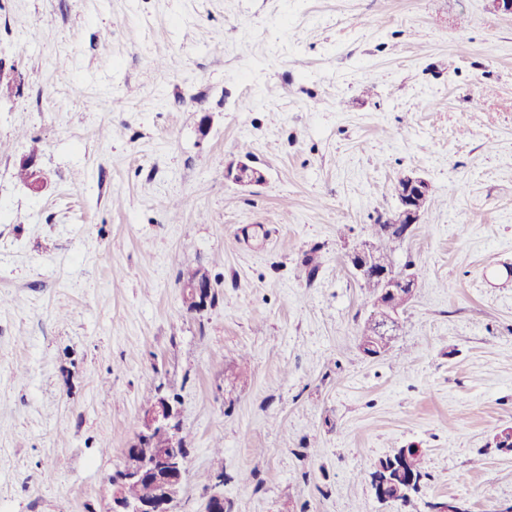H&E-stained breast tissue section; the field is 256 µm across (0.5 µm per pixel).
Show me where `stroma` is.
<instances>
[{
  "label": "stroma",
  "mask_w": 512,
  "mask_h": 512,
  "mask_svg": "<svg viewBox=\"0 0 512 512\" xmlns=\"http://www.w3.org/2000/svg\"><path fill=\"white\" fill-rule=\"evenodd\" d=\"M0 81V512H110L160 390L190 450L175 512L218 488L224 512L512 500V457L489 446L512 427V289L484 280L512 268V16L489 0H0ZM29 156L38 194L16 176ZM244 159L262 184L228 177ZM409 172L435 202L390 246L419 286L368 357L346 255ZM196 266L216 301L191 312ZM410 445L417 499L379 504L369 463Z\"/></svg>",
  "instance_id": "1"
}]
</instances>
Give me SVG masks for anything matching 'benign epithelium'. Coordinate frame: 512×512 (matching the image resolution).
I'll return each instance as SVG.
<instances>
[{
	"label": "benign epithelium",
	"mask_w": 512,
	"mask_h": 512,
	"mask_svg": "<svg viewBox=\"0 0 512 512\" xmlns=\"http://www.w3.org/2000/svg\"><path fill=\"white\" fill-rule=\"evenodd\" d=\"M230 176L240 185H256L264 180L260 170L244 161L238 163ZM431 191L427 179L414 172L406 174L404 184L396 188L397 206L386 218V223L398 232L411 230L419 223ZM350 263L357 275H373L381 280L382 296L386 301L375 309L373 318L380 323V335H390L414 297L415 278L392 267L380 268L367 242L353 250ZM183 296L191 311L206 307L211 297L209 276L199 273L184 278ZM178 417L176 401L162 393L143 408L136 442L126 449L122 466L111 477L112 512H174L187 473V455L183 450ZM158 433L168 437L164 448L154 447V437ZM491 447L504 455H512V428L497 432ZM421 453L422 449L418 447L397 448L387 457L396 469V477L373 480L371 488L379 503L396 502L404 495L411 496L417 489L419 478L413 472V461ZM129 483L140 487L139 497L134 500L125 495V486Z\"/></svg>",
	"instance_id": "1"
}]
</instances>
